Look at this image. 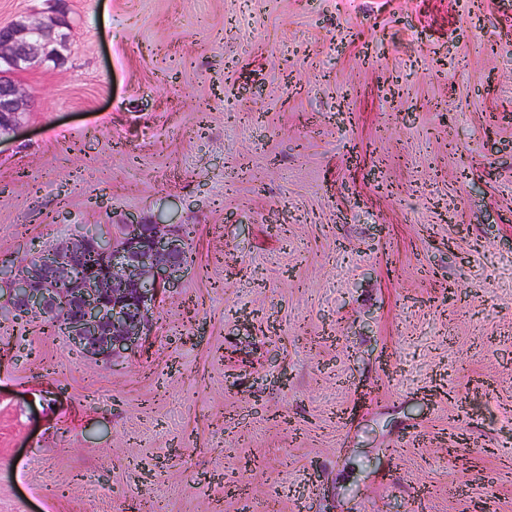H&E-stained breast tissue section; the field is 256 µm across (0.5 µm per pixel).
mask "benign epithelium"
I'll return each instance as SVG.
<instances>
[{
	"instance_id": "benign-epithelium-1",
	"label": "benign epithelium",
	"mask_w": 512,
	"mask_h": 512,
	"mask_svg": "<svg viewBox=\"0 0 512 512\" xmlns=\"http://www.w3.org/2000/svg\"><path fill=\"white\" fill-rule=\"evenodd\" d=\"M65 2L54 0L43 18L0 26V138L20 128L34 101L35 92L18 75L37 62L65 64L61 48L72 28ZM186 239L183 227L137 222L123 225L117 243L83 236L29 263L20 276L0 265V278L12 281L9 309L41 315L62 307L71 344L88 357L115 360L146 335L159 293L175 287L187 270ZM91 254L98 263L76 274ZM61 282L67 284L63 295L54 288Z\"/></svg>"
}]
</instances>
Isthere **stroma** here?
I'll return each mask as SVG.
<instances>
[{
	"label": "stroma",
	"instance_id": "obj_1",
	"mask_svg": "<svg viewBox=\"0 0 512 512\" xmlns=\"http://www.w3.org/2000/svg\"><path fill=\"white\" fill-rule=\"evenodd\" d=\"M68 0L0 261L191 265L119 363L0 300V512H512V0Z\"/></svg>",
	"mask_w": 512,
	"mask_h": 512
}]
</instances>
